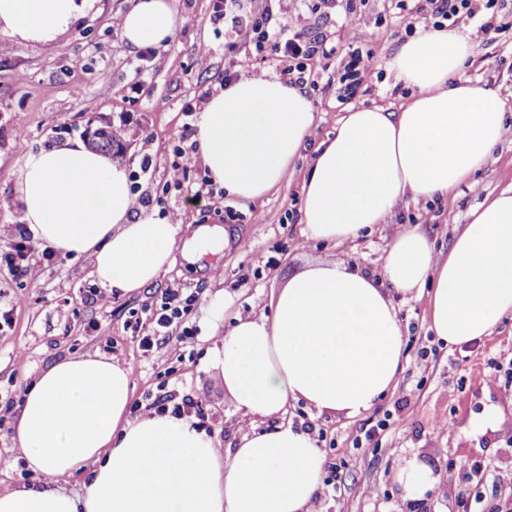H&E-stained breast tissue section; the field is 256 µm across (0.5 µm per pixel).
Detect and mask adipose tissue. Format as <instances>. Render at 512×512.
<instances>
[{
  "instance_id": "1",
  "label": "adipose tissue",
  "mask_w": 512,
  "mask_h": 512,
  "mask_svg": "<svg viewBox=\"0 0 512 512\" xmlns=\"http://www.w3.org/2000/svg\"><path fill=\"white\" fill-rule=\"evenodd\" d=\"M90 0H0V30L25 41L55 38ZM131 51L169 44L183 19L176 0H135L120 16ZM471 39L429 29L387 62L409 89L398 108L351 107L334 137L307 138L315 121L306 90L278 77L241 78L199 112L193 138L209 179L256 201L300 174L302 235L342 244L389 222L402 204L448 199L476 174L512 121L499 91L464 77ZM22 222L33 242L88 258L108 294H135L173 263L179 225L136 213L127 161L70 140L26 155L13 169ZM429 291V323L450 346L493 333L512 316V185L487 196L457 227L447 250L426 227L398 224L384 278L336 262L293 274L272 316H235L212 350L224 392L243 417L235 447L185 417L130 419L131 368L99 354L71 356L27 387L12 441L42 482L0 492V512H311L325 458L310 433L258 421L302 401L317 414L357 418L395 386L405 357L393 299ZM85 474L83 495L67 484ZM396 480L405 501L443 489L426 463L409 460Z\"/></svg>"
}]
</instances>
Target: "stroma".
Listing matches in <instances>:
<instances>
[{"label": "stroma", "mask_w": 512, "mask_h": 512, "mask_svg": "<svg viewBox=\"0 0 512 512\" xmlns=\"http://www.w3.org/2000/svg\"><path fill=\"white\" fill-rule=\"evenodd\" d=\"M132 0H95L88 14L46 43H28L0 32V246L9 242L21 221L11 172L28 153L78 138L109 124L123 132L125 155L138 173L137 184L150 208H177L185 223L219 227L229 244L217 254L187 261L176 257L163 280L140 293L116 298L99 289L87 259L55 255L42 261L36 282L12 280L0 267V302L14 303L12 322L0 327V392L22 398L37 372L61 359L101 354L132 366L133 404H150L158 384L175 398L203 400L213 420L212 435L222 447L240 434V414L224 394V381L213 367V343L207 321L216 293H223L227 315L269 311L271 297L311 262H351L380 275L392 227L424 224L437 244L448 245L456 225L486 194L512 183V132L484 169L476 186H461L455 201L421 202L399 207L391 224L371 235L337 246L304 241L296 186H281L259 201L214 197L192 202L205 180L189 133L196 121L189 109L202 94L224 88V27L212 24L217 0H178L184 24L167 47L129 53L112 19ZM304 37L322 36L331 56L306 62L316 83L307 93L315 112L311 142L334 136L349 105L389 106L401 102L386 62L406 41L407 14L393 0H343L318 7L317 0H292ZM380 18L387 34L376 40L366 18ZM496 19L502 29L492 41L474 43V64L467 76L512 93V0ZM209 46L208 69L196 63V51ZM373 52L376 66L347 95L336 84V70L350 51ZM82 55L84 68L72 65ZM106 73L110 91L97 76ZM184 149L191 160L181 187L168 185L167 174ZM149 171H142L143 160ZM221 276H214V269ZM196 295L186 317L192 337L180 348L166 346L145 355L127 321L131 313L158 308L167 289ZM93 303H85L87 293ZM394 306L407 328L406 356L395 389L357 419L312 415L304 404L289 407L285 418L308 429L326 462L336 464V485H323L314 512H512V410L503 380L493 366L512 360V318L482 339L444 349L428 330L427 295L396 298ZM387 429L354 447L355 437L381 419ZM416 458L429 464L444 482L442 495L420 504L404 503L396 482L399 465Z\"/></svg>", "instance_id": "obj_1"}]
</instances>
